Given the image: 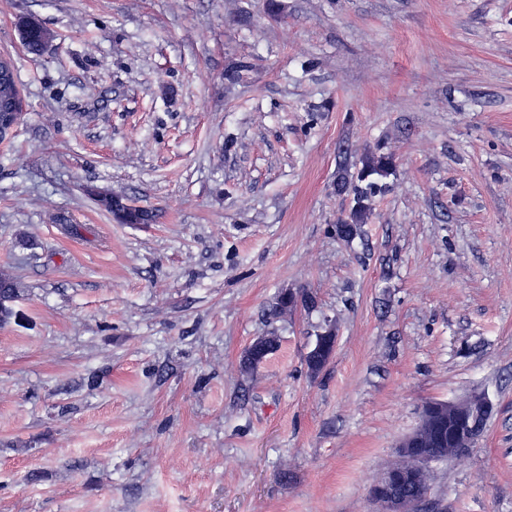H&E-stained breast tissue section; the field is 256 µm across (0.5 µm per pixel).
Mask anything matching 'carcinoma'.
<instances>
[{
	"mask_svg": "<svg viewBox=\"0 0 512 512\" xmlns=\"http://www.w3.org/2000/svg\"><path fill=\"white\" fill-rule=\"evenodd\" d=\"M395 167L394 154L370 152L359 159L356 174L350 175L345 171L336 177V193L352 196L347 214L335 225L336 236L349 241L355 237L359 226L368 222L372 213V199L386 189V184L382 183V180L389 177ZM86 194L94 199L101 210L113 216L119 224H148L153 221L154 215L147 209L131 207L125 215L120 216L112 208V199L104 200L95 197L91 188L86 190ZM18 292L19 289L14 282L0 276V323H7L15 317L12 302L16 299ZM314 305L315 299L308 291L283 288L275 297L270 315L281 317L300 306L309 308ZM405 467L417 471L419 480L403 484L401 486L403 495L418 500L424 498L429 490L430 481L427 465L411 457L405 461Z\"/></svg>",
	"mask_w": 512,
	"mask_h": 512,
	"instance_id": "carcinoma-1",
	"label": "carcinoma"
}]
</instances>
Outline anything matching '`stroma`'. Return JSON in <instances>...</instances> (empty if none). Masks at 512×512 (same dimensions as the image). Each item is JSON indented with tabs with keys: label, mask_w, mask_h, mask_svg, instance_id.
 <instances>
[{
	"label": "stroma",
	"mask_w": 512,
	"mask_h": 512,
	"mask_svg": "<svg viewBox=\"0 0 512 512\" xmlns=\"http://www.w3.org/2000/svg\"><path fill=\"white\" fill-rule=\"evenodd\" d=\"M280 4L0 0L26 104L0 144V512H379L424 403L475 390L485 432L416 512H512V0ZM377 148L396 171L341 240L336 176ZM283 288L315 307L269 317ZM86 194L91 197L98 207L114 217V220L119 224H150L153 221L154 215L151 211L139 208L131 207L130 202L127 203L130 206L129 211L123 216L118 215L114 208H112V196L109 199H99L95 196L93 188H85ZM19 290L14 282L0 276V323H7L16 316L12 302L17 297ZM336 330L328 329L318 336L315 345L307 355V364L312 374L320 373L332 359L336 349Z\"/></svg>",
	"instance_id": "stroma-1"
}]
</instances>
